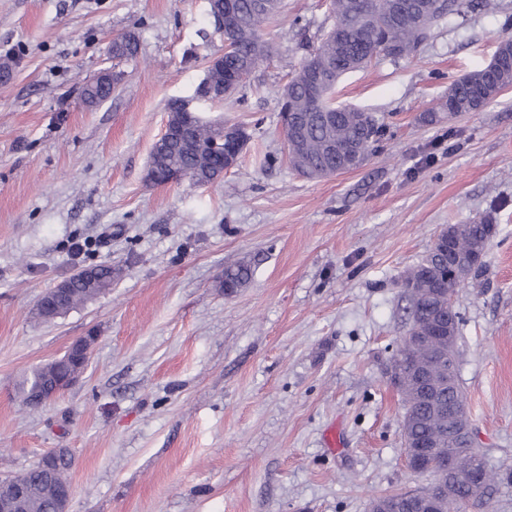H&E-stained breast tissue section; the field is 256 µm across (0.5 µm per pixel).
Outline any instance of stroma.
<instances>
[{
	"label": "stroma",
	"instance_id": "stroma-1",
	"mask_svg": "<svg viewBox=\"0 0 512 512\" xmlns=\"http://www.w3.org/2000/svg\"><path fill=\"white\" fill-rule=\"evenodd\" d=\"M502 11L442 21L407 58L345 76L336 103L382 127L360 168L300 176L280 96L331 24L327 0H283L272 52L205 118L250 135L206 186L146 180L167 105L224 47L205 0H0V478L69 449V512H369L429 485L408 467L389 373L411 324L398 283L451 224L497 227L456 289L458 382L499 479L465 512H512V87L448 117L449 85L512 38ZM134 32L135 57L107 50ZM103 68L121 79L86 108ZM440 112L426 123L423 113ZM90 246L71 259L73 241ZM251 267L225 294V266ZM112 286L51 322L40 296L76 269ZM95 343L80 379L33 410L25 374Z\"/></svg>",
	"mask_w": 512,
	"mask_h": 512
}]
</instances>
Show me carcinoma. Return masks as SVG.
Wrapping results in <instances>:
<instances>
[{
    "label": "carcinoma",
    "instance_id": "cac0c4a2",
    "mask_svg": "<svg viewBox=\"0 0 512 512\" xmlns=\"http://www.w3.org/2000/svg\"><path fill=\"white\" fill-rule=\"evenodd\" d=\"M263 0H235L238 10V25L227 36L232 50L224 54V65L212 69L215 90L224 87L225 76L238 74L243 67L254 72L271 53V46H263L261 30L264 22L280 5L273 0L272 6H261ZM473 0H331L333 20L330 32L321 41L309 48L321 60L336 69V74L347 70H361L379 58L399 60L412 55L427 41L434 26L445 17L458 13ZM484 74L479 69L455 80L448 87L456 101L457 112H472L477 107L471 98V85ZM512 86V67L504 69L499 82L483 100V105L494 102L500 93ZM287 93L292 112L307 119L306 133L297 143H288V158L291 166L301 175L308 171H319L327 176L342 170L336 162V147L352 143L361 152V161L375 153L380 137V126L367 112L338 105L333 98L327 99V112L305 111L307 91L300 73H295L287 83ZM168 125L183 129L181 138L173 139L163 149H152L147 181L164 184L173 172H181L192 184L200 186L211 183L224 175V151L221 138L225 126L219 122L196 120L187 123L181 113L168 107ZM492 234V225L486 222L467 224L464 237L455 243L458 256H469L471 245L486 243ZM87 280L72 279L64 295H45L37 305L36 315L47 321L59 317L83 305L102 291L112 287V266L95 265ZM250 277V266L245 262L224 267L220 287L232 293L244 286ZM413 287L406 291L411 308L421 313V321L448 324V316L457 312L448 306L445 295L448 289L459 286L453 270L448 266V255L436 253L427 256L406 276ZM458 359L457 347H448V341L437 339L430 348L410 351V361L405 366L406 391L403 398L404 415L408 416L405 432L415 442L428 446V456L423 469L429 475L436 470L431 464L448 456V437L451 424L445 409L451 403L463 402L461 387H441L436 380L441 374V365L435 362L434 353ZM63 362L46 364L33 370L19 384L25 403L37 407L31 394L37 380L60 371ZM457 468L467 471L483 455L474 448L458 452ZM71 465L64 461L53 477H47L36 467L10 478L29 489L23 512H54L53 489L49 481L57 484L68 482Z\"/></svg>",
    "mask_w": 512,
    "mask_h": 512
}]
</instances>
